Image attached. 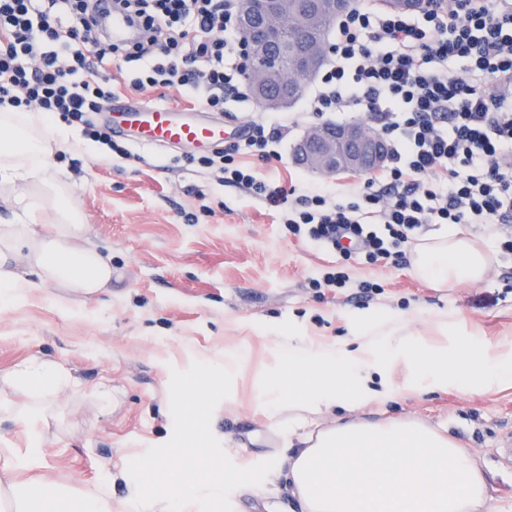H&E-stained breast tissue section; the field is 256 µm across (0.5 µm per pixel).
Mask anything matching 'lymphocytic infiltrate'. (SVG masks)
I'll return each mask as SVG.
<instances>
[{
	"mask_svg": "<svg viewBox=\"0 0 512 512\" xmlns=\"http://www.w3.org/2000/svg\"><path fill=\"white\" fill-rule=\"evenodd\" d=\"M96 2L0 0V105L82 124L116 152L111 126L90 119L113 98V65L140 64L133 89L177 83L212 112L247 100L234 0H112L143 27L128 47L98 32ZM332 36L309 114L363 110L389 144L356 200L258 179L248 158H278L288 132L274 118L253 121L200 164L285 208L289 231L346 260L399 256L428 224H511L512 0H430L418 21L357 4ZM461 60L466 76L450 74Z\"/></svg>",
	"mask_w": 512,
	"mask_h": 512,
	"instance_id": "lymphocytic-infiltrate-1",
	"label": "lymphocytic infiltrate"
}]
</instances>
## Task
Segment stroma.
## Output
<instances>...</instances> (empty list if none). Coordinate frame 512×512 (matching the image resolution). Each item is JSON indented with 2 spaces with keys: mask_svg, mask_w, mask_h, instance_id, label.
I'll use <instances>...</instances> for the list:
<instances>
[{
  "mask_svg": "<svg viewBox=\"0 0 512 512\" xmlns=\"http://www.w3.org/2000/svg\"><path fill=\"white\" fill-rule=\"evenodd\" d=\"M314 87L307 81L303 98L273 110L288 136L280 159L253 160L262 178L285 186L311 180L293 148L317 124L304 113ZM67 132L69 148L53 153L48 168L66 176L89 224L87 242L111 254L114 277L91 296L51 288L43 298L0 303V372L47 360L74 378L39 397L0 379V398L39 410L45 472L70 495L93 490L121 512L134 492L129 461L172 436V369L246 343L251 368L237 379L235 400L217 406L212 431L241 467L288 455V410L275 423L257 412L254 378L273 362L270 346L256 338L263 329L346 338L351 315L368 308L418 312L421 332L433 314L449 311L484 340L512 336V254L500 250L497 226L461 225L488 249L490 267L481 282L440 288L417 278L410 258L343 261L294 237L262 199L187 164L191 147L148 146L121 135L118 143L130 152L122 159L85 137L82 125ZM336 265L345 287L311 288V277ZM364 282L378 289L361 302L355 293ZM187 344L193 355L184 353ZM379 415L446 429L479 461L495 502L512 506V465L501 463L497 447L500 432L512 430V383L483 393L451 387L351 413L357 420ZM230 500L233 512H303L291 493L257 496L241 487Z\"/></svg>",
  "mask_w": 512,
  "mask_h": 512,
  "instance_id": "35a3bbf8",
  "label": "stroma"
}]
</instances>
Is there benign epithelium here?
<instances>
[{
  "label": "benign epithelium",
  "instance_id": "benign-epithelium-1",
  "mask_svg": "<svg viewBox=\"0 0 512 512\" xmlns=\"http://www.w3.org/2000/svg\"><path fill=\"white\" fill-rule=\"evenodd\" d=\"M239 35L246 51L249 89L254 100L274 109L288 103L289 91L316 75L326 51L303 39L294 46L271 37L288 12V0H237ZM388 145L375 129L362 123H324L312 128L294 149V158L322 175L369 173L381 167Z\"/></svg>",
  "mask_w": 512,
  "mask_h": 512
}]
</instances>
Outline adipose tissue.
I'll return each instance as SVG.
<instances>
[{"label":"adipose tissue","instance_id":"ef3b65f1","mask_svg":"<svg viewBox=\"0 0 512 512\" xmlns=\"http://www.w3.org/2000/svg\"><path fill=\"white\" fill-rule=\"evenodd\" d=\"M47 113L0 107V184L32 180L37 192L10 197L14 224L0 237V297L21 301L48 288L92 294L112 279V259L85 246L84 214L58 174L47 168L62 149ZM52 221L54 232L35 225ZM26 252L28 269L18 273L13 255ZM489 252L468 237L448 231L412 248L415 274L445 288L484 279ZM351 336L327 342L281 329L273 338L277 365L258 373L255 387L263 414L275 418L284 394L296 415L288 422L290 455L276 477L298 495L305 512H503L493 505L478 461L446 433L413 420L351 422L306 433L310 417L336 409L384 406L398 398L455 386L488 391L512 382V339L482 343L461 335L456 316L437 313L430 337L415 336L410 318L374 309L352 316ZM34 393L68 383V372L34 361L6 375ZM26 428L25 450L0 448V491L11 494L12 512H112L95 492L67 496L39 474L43 467L37 411H18Z\"/></svg>","mask_w":512,"mask_h":512}]
</instances>
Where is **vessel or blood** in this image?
Here are the masks:
<instances>
[{"mask_svg": "<svg viewBox=\"0 0 512 512\" xmlns=\"http://www.w3.org/2000/svg\"><path fill=\"white\" fill-rule=\"evenodd\" d=\"M100 19L114 43L125 45L133 41V25L125 14L113 10L110 0H103ZM173 112V106L133 98L115 109L112 129L119 134L135 133L143 143L156 146H213L242 132L238 126L178 121Z\"/></svg>", "mask_w": 512, "mask_h": 512, "instance_id": "obj_1", "label": "vessel or blood"}]
</instances>
